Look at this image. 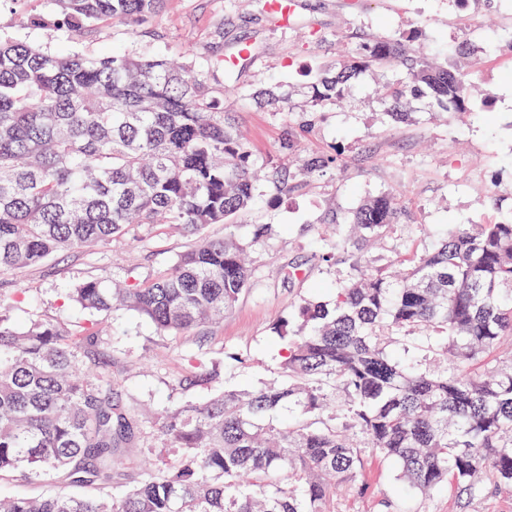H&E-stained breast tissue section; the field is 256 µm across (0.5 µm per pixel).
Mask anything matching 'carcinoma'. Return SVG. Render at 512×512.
Instances as JSON below:
<instances>
[{"mask_svg": "<svg viewBox=\"0 0 512 512\" xmlns=\"http://www.w3.org/2000/svg\"><path fill=\"white\" fill-rule=\"evenodd\" d=\"M54 2L53 29L78 43L110 24L134 35L164 0ZM468 50L463 41L437 64L404 36L360 44L336 75L310 83L302 111L335 104L361 74L399 67L391 116L408 93L477 112L491 96L475 100L474 70L457 66ZM247 61L226 71L222 50L174 63L0 40V274L109 243L131 224H176L196 241L172 268L113 288L87 280L66 298L134 311L162 335L231 311L251 283L246 253L269 230L255 226L249 241L234 232L262 186L263 165L224 113V83ZM336 164L326 155L303 166L314 176ZM402 207L381 194L340 215L350 233L319 259L349 273L332 302L298 308L282 382L164 407L157 440L178 454L156 466L128 451L140 426L114 399L112 371L77 373L102 323L79 339L53 320L20 325L0 296V475L125 487L118 498H15L0 512H329L336 488L357 477L362 446L410 491L448 482L466 503L512 492V220L450 224L437 246L372 264L365 249L389 237ZM211 224L224 238L204 235ZM417 335L448 353V368L420 367L406 347Z\"/></svg>", "mask_w": 512, "mask_h": 512, "instance_id": "cac0c4a2", "label": "carcinoma"}]
</instances>
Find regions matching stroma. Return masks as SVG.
Instances as JSON below:
<instances>
[{"mask_svg":"<svg viewBox=\"0 0 512 512\" xmlns=\"http://www.w3.org/2000/svg\"><path fill=\"white\" fill-rule=\"evenodd\" d=\"M52 0H5L0 5V34L52 48L62 41L52 28H33L34 15L51 17ZM224 25V52L252 44L256 59L240 82L224 96L236 128L258 161L290 169L296 187L287 194L265 182L256 206L235 227L250 238L254 225L273 231L253 253L254 283L223 321L190 335L156 332L136 313L117 310L105 318L104 341L86 356L92 369L111 368L120 401L143 423L133 452L154 448L152 427L163 405L206 401L229 386L254 390L280 376L287 347L276 327L291 318L307 298L330 300L347 266L326 267L316 256L320 238H335L336 213L366 197L402 196L405 208L394 234L372 258H392L416 246L437 244L450 224L512 220V82L502 77L512 68V53H475L477 80L493 97L490 108L476 115H446L424 97L405 100L399 122L383 107L384 77H363L348 88L344 100L313 117L299 155L288 157L280 141L300 119L308 92L307 70L335 72L359 43L398 34H416V49L442 58L466 32L480 28L493 36L512 28V12L502 0H297L288 25L276 24L265 0H164L160 13L136 38L114 26L112 36L91 42L90 50L132 43L148 56H204L216 23ZM318 31L322 41L307 44ZM339 157L336 169L320 177L304 173L305 158ZM177 229L130 225L122 239L90 249L58 254L22 272L0 277V288L14 294L11 315L19 323L53 319L80 334L88 312L70 303L66 287L95 278L104 283L146 279L170 268L193 243ZM205 352L213 363L212 382L198 381L187 361ZM363 466L355 484L342 486L333 512H512V493H497L461 508L455 490L441 486L433 494L406 493L395 467L374 449L362 451ZM70 488L52 474L0 476V499L66 494ZM392 510H384V500Z\"/></svg>","mask_w":512,"mask_h":512,"instance_id":"1","label":"stroma"}]
</instances>
